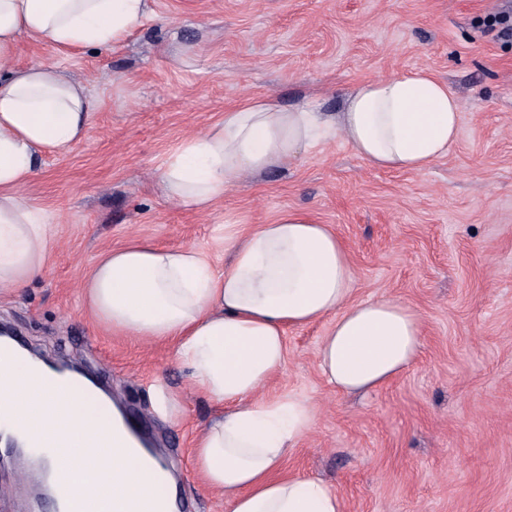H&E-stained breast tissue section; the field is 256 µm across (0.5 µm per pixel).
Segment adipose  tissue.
Instances as JSON below:
<instances>
[{
    "label": "adipose tissue",
    "mask_w": 512,
    "mask_h": 512,
    "mask_svg": "<svg viewBox=\"0 0 512 512\" xmlns=\"http://www.w3.org/2000/svg\"><path fill=\"white\" fill-rule=\"evenodd\" d=\"M154 16L152 0H0V286L16 292L44 269L54 237L22 189L43 157H64L89 136L98 102L58 67L14 63L20 37L62 48L110 47ZM461 103L426 69L358 83L335 117L314 106L288 109L253 98L225 110L170 154L156 175L161 194L208 211L245 177L288 165L303 150L341 137L369 165L420 173L456 143ZM226 260L203 248H161L129 239L99 257L81 287L91 314L114 333L167 341L192 371L194 391L218 406L195 437L193 465L227 512H344L325 483L282 473L313 408L286 393L264 397L282 369L287 328L329 319L317 358L327 382L348 395L374 391L404 372L423 344L419 313L381 296L357 301V273L330 225L291 210L272 223L228 224ZM28 355L0 364V428L49 395ZM43 420L64 426L62 442L90 441L116 498L148 502L165 486L140 455L119 411L85 400L58 402Z\"/></svg>",
    "instance_id": "obj_1"
}]
</instances>
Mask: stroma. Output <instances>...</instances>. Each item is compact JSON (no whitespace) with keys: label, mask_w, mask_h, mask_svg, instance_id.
Wrapping results in <instances>:
<instances>
[{"label":"stroma","mask_w":512,"mask_h":512,"mask_svg":"<svg viewBox=\"0 0 512 512\" xmlns=\"http://www.w3.org/2000/svg\"><path fill=\"white\" fill-rule=\"evenodd\" d=\"M122 43L66 51L20 39L14 62L64 69L99 103L89 138L46 156L23 190L55 226L50 261L18 295L0 292V324L32 353L98 378L171 467L187 512H224L196 475L192 442L217 413L191 390L170 346L112 334L89 315L80 280L129 238L216 246L220 224H266L297 210L347 243L355 300L390 296L423 319L418 361L350 397L322 375L329 322L288 329L282 371L316 421L286 472L332 485L346 512H512V37L488 19L512 0H154ZM425 68L462 105L448 156L421 173L376 169L341 138L288 167L246 178L209 212L162 196L154 174L190 133L250 98L317 99L335 113L357 82ZM181 396L172 422L151 387ZM21 456L0 464V512H53L37 482L18 488Z\"/></svg>","instance_id":"stroma-1"}]
</instances>
